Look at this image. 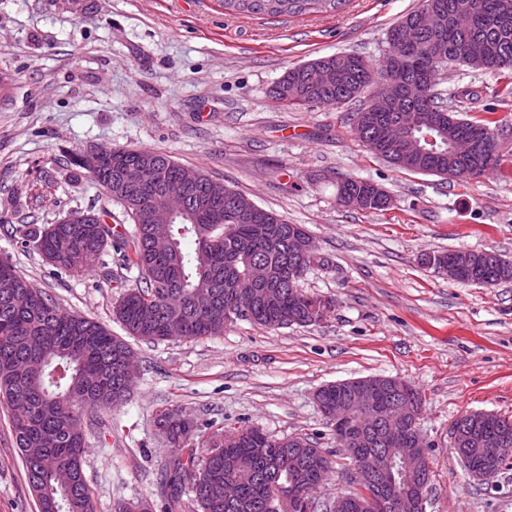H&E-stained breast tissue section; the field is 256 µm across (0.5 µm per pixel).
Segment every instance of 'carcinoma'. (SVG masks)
<instances>
[{
  "label": "carcinoma",
  "mask_w": 512,
  "mask_h": 512,
  "mask_svg": "<svg viewBox=\"0 0 512 512\" xmlns=\"http://www.w3.org/2000/svg\"><path fill=\"white\" fill-rule=\"evenodd\" d=\"M512 0H423L444 27L442 35L422 30L419 47H406L408 77L436 86L439 67L428 64L427 54L433 39L441 42L448 55L446 66L468 65L459 57L468 47L477 51L473 68L500 72L512 68V15L501 21L503 3ZM342 0H224V8L246 16H300L334 9ZM462 10L475 13L474 27L467 33L448 28V15ZM338 65L342 77L332 86L313 82L305 66L288 69L284 82L292 92L281 96L270 90L271 99L287 107L329 106L331 102L348 104L356 97V85L374 81L378 69L362 56L341 53L317 58ZM406 106L420 117L424 132L433 126L443 129L429 153L416 161L401 163L394 151L381 142L382 129L392 113L377 115L357 111L353 114L359 140L392 165L415 173L445 176L448 168L474 171L479 178L500 165L501 158L486 156L482 149L466 157L448 153V142L456 137L492 133L487 120L469 119L450 112L433 93L423 99H409ZM141 153L135 149H114L102 157L96 169L73 162L76 175H83L101 187L117 181L137 165ZM154 156L161 169L159 183L148 196H161L178 183L180 164L163 152ZM365 181L346 178L336 184V197L364 191ZM215 182L206 174L193 191L196 200L188 204V216L165 228L175 246L159 256L150 248L156 225L150 223L148 210L136 212L124 207L135 224L131 238L114 233L100 216L91 224H52L43 231L31 230L24 241L32 244L57 270L83 273L98 268L108 248L120 260L135 265L141 273L139 286L126 291L116 306L115 315L128 336L144 341H167L168 323L181 324L179 337L198 339L218 336L231 320L224 310L233 304L242 311L240 318L268 329L288 323L308 324L322 317V299L305 293L298 281L288 282V270L300 263L297 245L288 237L290 224L278 214L258 208L249 221L231 218L233 198L239 192L229 188L220 197L209 191ZM193 249L188 251L185 244ZM475 260L462 273V283L474 284L488 278V285L512 282V262L494 253L475 251ZM268 266L269 281L264 287L274 295L266 301L241 287L251 265ZM54 302L42 289L21 276L7 258H0V404L10 413L12 434L18 448L27 482L36 499L38 512H92L91 492L84 474L87 437L75 432L82 413L89 416V430L99 424L98 411L122 403L129 384L120 374L129 345L124 337L114 336L101 323L77 315L69 323L53 315ZM468 424L467 470L484 464L485 435L507 430L505 445L512 448V420L496 418L493 413L474 412L462 416ZM157 422L168 425L167 440L181 452L165 463L169 479L162 494L173 509L181 507L183 483L191 486L196 512H270L274 496L288 497L291 485L278 465L282 439L260 429L218 430L207 433L179 418L172 408L158 414ZM350 422L333 427L336 444L345 449L351 462L362 463L373 452L384 448L378 436L352 447L344 443ZM290 439L304 445V459L296 475L303 496L293 504L295 512L314 508L313 492L334 472L333 460L309 437L295 434ZM206 448L199 460L194 449ZM350 507L345 512H381L378 493L350 480L344 492Z\"/></svg>",
  "instance_id": "carcinoma-1"
}]
</instances>
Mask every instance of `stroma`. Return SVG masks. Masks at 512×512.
Listing matches in <instances>:
<instances>
[{"instance_id": "obj_1", "label": "stroma", "mask_w": 512, "mask_h": 512, "mask_svg": "<svg viewBox=\"0 0 512 512\" xmlns=\"http://www.w3.org/2000/svg\"><path fill=\"white\" fill-rule=\"evenodd\" d=\"M421 0H343L302 16L238 15L224 0H0V256L56 306L114 335L113 315L137 268L55 274L22 238L72 212H98L132 233L123 207L70 178L73 154L157 150L249 196L313 236L324 262L300 281L331 299L320 320L270 330L238 318L223 335L130 343L138 366L126 401L101 412L84 474L94 512L150 502L174 455L155 420L176 406L202 427L302 434L331 451L319 505L347 488L315 393L323 385L396 376L420 393L429 442L426 512H512V468L490 482L462 467L451 430L469 412L512 416V283L485 287L434 273L421 254L482 250L512 260V77L459 66L440 76L449 110L496 122L498 169L466 184L394 168L357 138L358 102L288 108L270 90L291 67L337 53L380 64L389 28ZM380 185L389 208L336 203V183ZM0 512H38L0 406Z\"/></svg>"}]
</instances>
